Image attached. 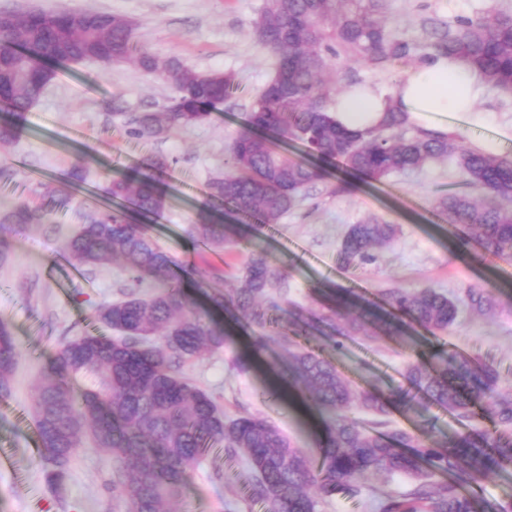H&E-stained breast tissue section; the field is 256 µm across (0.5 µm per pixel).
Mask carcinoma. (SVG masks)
<instances>
[{
  "label": "carcinoma",
  "mask_w": 512,
  "mask_h": 512,
  "mask_svg": "<svg viewBox=\"0 0 512 512\" xmlns=\"http://www.w3.org/2000/svg\"><path fill=\"white\" fill-rule=\"evenodd\" d=\"M389 15L390 0H264L253 29L276 58L274 74L230 148L224 176L208 183L207 203L190 231L196 245L215 250L238 244L241 225L259 231L277 221L309 186L338 169L372 184L450 160L468 191L437 198L435 211L448 224L475 229L484 254L512 259L511 152L490 155L453 133L415 128L394 107L373 128L347 131L329 114L343 88L328 79L341 63L363 62L385 71L445 54L467 59L489 88L511 95L512 11L491 8L445 24L431 21L424 44L400 36ZM94 59L108 65L133 61L176 90L162 110L138 114L129 131L137 138L210 119L235 85L230 72L198 73L177 57L143 51L121 15L5 13L0 102L11 108L14 121L0 125V146L17 137L24 112L52 78L49 64ZM294 144L303 156L289 150ZM166 168L165 159L151 158L135 173L111 179L110 199L130 209L107 206L65 245L68 256L89 269L123 259L131 286L124 299L97 311V319L116 335L89 334L62 343L34 387V418L47 450L44 472L51 486L64 485L77 448L90 443L112 460V490L125 512H169L168 503L181 496L191 469L210 445L220 443L243 460L252 497L267 503L270 512H319L320 502L358 490L369 475L412 480L406 495L385 496L378 512H512L511 502L482 504L464 491V485L490 473L512 470V390L500 386L490 363L443 352L434 365L417 356L405 365L407 387L381 397L355 390L320 354L260 334L257 346L276 342L288 356L281 387L304 394L320 415L314 455L263 417L226 416L206 390L192 384L183 365L232 342L220 313L236 312L263 329L271 313L288 303V279L266 249L255 245L234 288L208 294V308L199 307L184 282H197L200 272L190 265L177 275L176 262L143 225L166 209L168 192L161 181ZM68 203V196L52 189L40 206H4L5 220L14 227L47 224L52 211ZM395 233V225L377 217L350 225L337 263L362 268L373 260V249L390 243ZM145 277L154 283L151 294L137 291ZM386 298L387 314L364 307L356 313L351 294L338 289L334 303L293 315L304 327H329L338 347L344 338L366 334L372 321L389 336L422 329L436 337L448 333L457 319L456 303L431 286L393 288ZM466 304L493 315L502 300L490 289L469 288ZM17 360L10 323L0 318L1 397L11 392ZM417 405L436 406L460 420L480 414L492 428L460 434L443 445L388 429L391 408L409 413ZM354 408L374 416L371 427L351 416ZM438 474L448 480L435 479Z\"/></svg>",
  "instance_id": "obj_1"
}]
</instances>
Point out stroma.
I'll return each mask as SVG.
<instances>
[{
    "label": "stroma",
    "mask_w": 512,
    "mask_h": 512,
    "mask_svg": "<svg viewBox=\"0 0 512 512\" xmlns=\"http://www.w3.org/2000/svg\"><path fill=\"white\" fill-rule=\"evenodd\" d=\"M263 0H0L1 12L87 11L122 15L135 26L139 45L158 57L175 56L194 71H229L235 76L232 95L222 113L203 123L171 131L142 143L130 136L132 118L161 109L173 89L137 65L124 61L103 66L93 61L56 66L41 98L24 115L18 137L0 147V203L40 204L46 189L71 192L68 206L55 210L50 223L30 224L0 260V317L12 328L19 352L11 392L0 397V512H123L112 493V463L99 450L77 449L62 488L46 480L31 401L32 389L57 347L77 336L109 335L95 319L97 309L121 299L129 284L123 262L112 261L87 272L64 252V245L88 217L109 202V179L130 172L154 157L168 168V205L147 230L177 264L196 265L207 289L228 291L232 276L250 246L266 248L288 275V305L274 313L282 331L293 325L292 311L314 304L321 293L349 288L366 300L383 303L388 289L430 284L461 302L471 286L512 289V259L459 258L456 243L463 228L442 223L433 211L436 198L464 191L453 164L392 175L369 185L352 180L342 189L343 175L313 184L296 206L266 234L245 228L233 249L209 250L193 245L189 231L205 199L209 180L222 175L229 149L243 128L256 96L270 80L274 56L263 47L252 21ZM490 6L512 9V0H391V19L408 39L421 36L420 20L448 21ZM120 101L122 113L112 111ZM483 125L468 129L474 145L512 127V97L488 91ZM397 225L387 246L376 249L372 263L345 270L336 251L349 225L367 216ZM256 329H235L233 343L204 360L186 365L185 376L213 395L228 416L260 415L301 446H308L319 421L308 418L275 379L283 370L277 345L254 351ZM300 344L321 352L353 386L384 394L404 386V364L412 353L433 360L448 350L472 361L492 363L502 386L512 388V305L493 317L462 308L447 335L416 331L403 336H360L336 347L326 337L303 336ZM250 352L249 372L237 371V353ZM275 396L262 395V388ZM393 425L444 442L463 429L448 412L434 409L411 415L391 410ZM408 479L371 478L360 491L342 492L319 506L320 512H376L378 498L405 493ZM175 512H267L253 500L237 458L214 445L192 469L189 486Z\"/></svg>",
    "instance_id": "35a3bbf8"
}]
</instances>
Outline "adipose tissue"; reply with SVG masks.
I'll use <instances>...</instances> for the list:
<instances>
[{
    "label": "adipose tissue",
    "mask_w": 512,
    "mask_h": 512,
    "mask_svg": "<svg viewBox=\"0 0 512 512\" xmlns=\"http://www.w3.org/2000/svg\"><path fill=\"white\" fill-rule=\"evenodd\" d=\"M485 91L480 75L467 63L438 56L407 69L394 98L371 87L347 90L337 97L331 114L343 126L364 131L377 123L392 102L411 125L444 133L452 114L460 116L465 126L484 123L485 111L479 103Z\"/></svg>",
    "instance_id": "1"
}]
</instances>
